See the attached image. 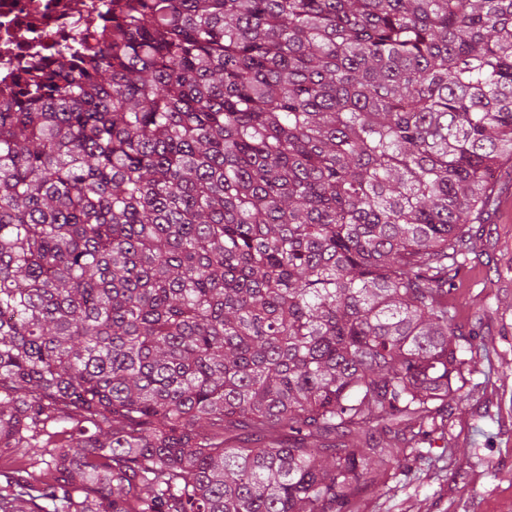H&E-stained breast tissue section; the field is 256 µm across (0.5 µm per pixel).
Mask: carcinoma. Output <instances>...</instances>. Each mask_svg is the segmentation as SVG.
I'll return each instance as SVG.
<instances>
[{
	"label": "carcinoma",
	"instance_id": "carcinoma-1",
	"mask_svg": "<svg viewBox=\"0 0 512 512\" xmlns=\"http://www.w3.org/2000/svg\"><path fill=\"white\" fill-rule=\"evenodd\" d=\"M0 103V512H354L445 436L512 161V0H129Z\"/></svg>",
	"mask_w": 512,
	"mask_h": 512
}]
</instances>
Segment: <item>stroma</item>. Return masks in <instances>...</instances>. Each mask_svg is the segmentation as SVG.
<instances>
[{
  "mask_svg": "<svg viewBox=\"0 0 512 512\" xmlns=\"http://www.w3.org/2000/svg\"><path fill=\"white\" fill-rule=\"evenodd\" d=\"M500 193L482 256L448 292L456 324L483 336L448 418V445L369 489L358 512H512V181Z\"/></svg>",
  "mask_w": 512,
  "mask_h": 512,
  "instance_id": "obj_1",
  "label": "stroma"
}]
</instances>
